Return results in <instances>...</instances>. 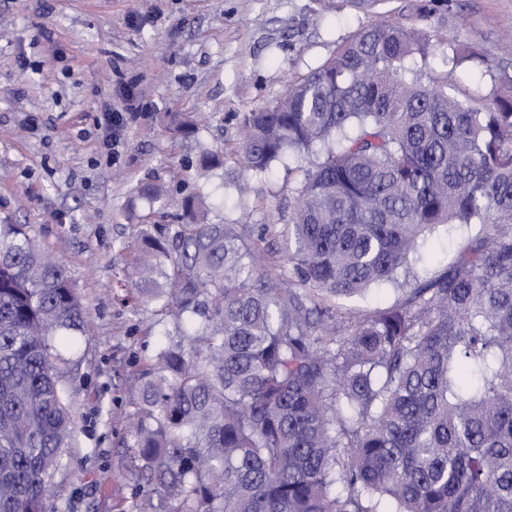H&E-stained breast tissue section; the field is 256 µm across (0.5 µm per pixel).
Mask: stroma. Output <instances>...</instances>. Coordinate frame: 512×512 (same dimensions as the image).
<instances>
[{"instance_id":"obj_1","label":"stroma","mask_w":512,"mask_h":512,"mask_svg":"<svg viewBox=\"0 0 512 512\" xmlns=\"http://www.w3.org/2000/svg\"><path fill=\"white\" fill-rule=\"evenodd\" d=\"M420 0H0V224H29L67 268L87 313L65 375L76 432L52 478L55 512H151L132 470L127 416L145 356L174 331L127 283L144 237L173 239L178 208L151 211L143 190L207 196L211 224H243L270 274L309 159L244 170L240 117L283 98L291 81L378 19L410 23ZM432 24L477 57L454 92L491 104L512 74V0H432ZM125 117L117 159L105 111ZM196 118L195 133L173 118ZM206 153L221 165L199 176ZM468 230L425 241L412 272L453 263Z\"/></svg>"}]
</instances>
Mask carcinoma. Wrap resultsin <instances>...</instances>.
I'll list each match as a JSON object with an SVG mask.
<instances>
[{"instance_id": "1", "label": "carcinoma", "mask_w": 512, "mask_h": 512, "mask_svg": "<svg viewBox=\"0 0 512 512\" xmlns=\"http://www.w3.org/2000/svg\"><path fill=\"white\" fill-rule=\"evenodd\" d=\"M431 15L368 24L243 113L246 169L318 156L288 274L262 273L245 225L205 223L195 195L175 250L154 239L138 259L134 286L181 318L130 413L152 512H512V77L483 108L448 93L470 55ZM456 224L470 233L442 275L338 308ZM85 315L32 226L0 224V512H51L74 433L55 342Z\"/></svg>"}]
</instances>
